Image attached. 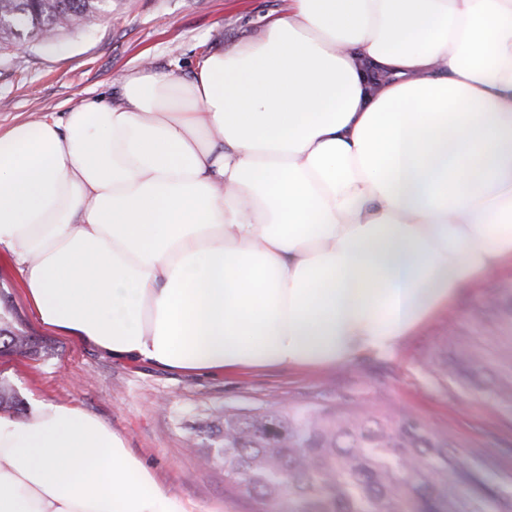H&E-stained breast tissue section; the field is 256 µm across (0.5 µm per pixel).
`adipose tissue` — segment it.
<instances>
[{
	"instance_id": "1",
	"label": "adipose tissue",
	"mask_w": 512,
	"mask_h": 512,
	"mask_svg": "<svg viewBox=\"0 0 512 512\" xmlns=\"http://www.w3.org/2000/svg\"><path fill=\"white\" fill-rule=\"evenodd\" d=\"M0 131L45 326L188 374L394 354L512 264V0H288L190 78ZM0 512H190L84 409L0 414Z\"/></svg>"
}]
</instances>
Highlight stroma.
<instances>
[{"instance_id":"1","label":"stroma","mask_w":512,"mask_h":512,"mask_svg":"<svg viewBox=\"0 0 512 512\" xmlns=\"http://www.w3.org/2000/svg\"><path fill=\"white\" fill-rule=\"evenodd\" d=\"M288 0H112V12L51 44L0 52V130L109 96L116 77L143 64L190 76L194 58L257 36ZM512 297V268L462 289L454 303L406 337L387 358L365 357L324 370L267 369L233 376L185 375L115 360L94 346L45 329L26 298L13 258L0 251V309L39 344L34 356L0 354V382L20 400L74 403L119 432L158 480L195 512H251L246 495L224 485L190 439L210 444L202 427L227 407L293 412L330 407L417 416L442 437L496 455L512 472V404L461 389L432 374L452 336L472 337L489 367L512 365V325L489 316Z\"/></svg>"}]
</instances>
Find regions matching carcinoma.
Masks as SVG:
<instances>
[{"instance_id":"1","label":"carcinoma","mask_w":512,"mask_h":512,"mask_svg":"<svg viewBox=\"0 0 512 512\" xmlns=\"http://www.w3.org/2000/svg\"><path fill=\"white\" fill-rule=\"evenodd\" d=\"M111 6L112 0H0V51L45 44ZM465 341L458 336L450 344L442 375L511 403L512 375L487 370ZM25 346L33 353L32 338L0 318V353L21 355ZM208 432L224 440L217 453L224 483L248 493L255 512L284 502L291 512H512V474L492 479L501 469L498 458L436 435L413 415L226 408ZM402 469L412 477L405 496L396 484ZM450 473L455 493L447 488Z\"/></svg>"}]
</instances>
